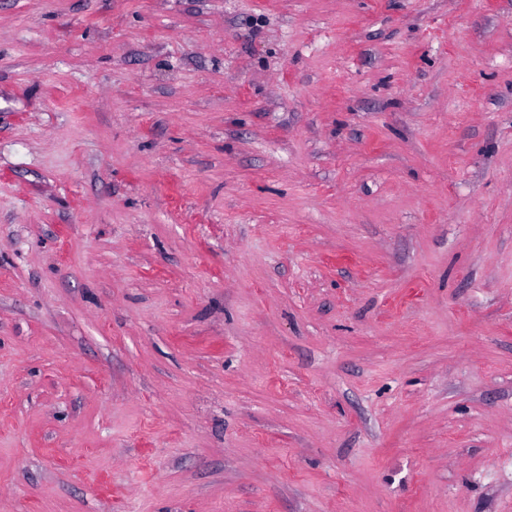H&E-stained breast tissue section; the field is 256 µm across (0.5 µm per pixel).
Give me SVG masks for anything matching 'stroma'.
Returning a JSON list of instances; mask_svg holds the SVG:
<instances>
[{
  "label": "stroma",
  "instance_id": "35a3bbf8",
  "mask_svg": "<svg viewBox=\"0 0 512 512\" xmlns=\"http://www.w3.org/2000/svg\"><path fill=\"white\" fill-rule=\"evenodd\" d=\"M0 512H512V0H0Z\"/></svg>",
  "mask_w": 512,
  "mask_h": 512
}]
</instances>
